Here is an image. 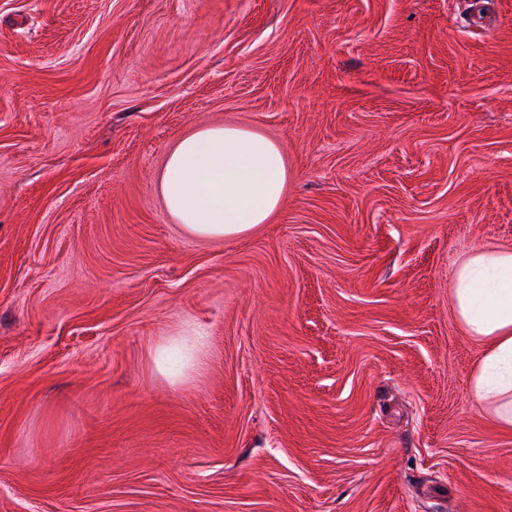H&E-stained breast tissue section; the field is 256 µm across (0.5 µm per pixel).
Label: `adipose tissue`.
I'll return each instance as SVG.
<instances>
[{
  "instance_id": "adipose-tissue-1",
  "label": "adipose tissue",
  "mask_w": 512,
  "mask_h": 512,
  "mask_svg": "<svg viewBox=\"0 0 512 512\" xmlns=\"http://www.w3.org/2000/svg\"><path fill=\"white\" fill-rule=\"evenodd\" d=\"M288 173L278 143L239 125L205 126L181 138L159 179L168 212L193 235L232 239L267 223L279 208ZM454 310L485 350L473 377L475 396L512 429V251L481 248L459 264ZM206 344L196 330L155 349L158 370L179 382Z\"/></svg>"
}]
</instances>
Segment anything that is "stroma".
Wrapping results in <instances>:
<instances>
[{
    "label": "stroma",
    "mask_w": 512,
    "mask_h": 512,
    "mask_svg": "<svg viewBox=\"0 0 512 512\" xmlns=\"http://www.w3.org/2000/svg\"><path fill=\"white\" fill-rule=\"evenodd\" d=\"M224 124L288 181L203 239L157 181ZM476 248L512 250V0H0V512H512ZM206 339L201 332L192 330L159 344L154 354L158 370L172 382H179L198 366Z\"/></svg>",
    "instance_id": "stroma-1"
}]
</instances>
